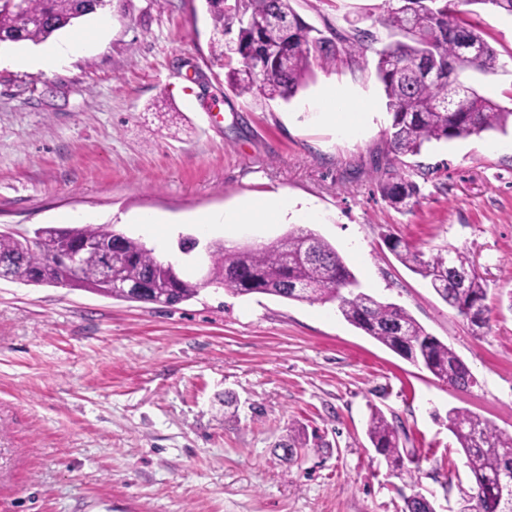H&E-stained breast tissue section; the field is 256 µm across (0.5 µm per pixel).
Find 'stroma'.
<instances>
[{
	"instance_id": "obj_1",
	"label": "stroma",
	"mask_w": 512,
	"mask_h": 512,
	"mask_svg": "<svg viewBox=\"0 0 512 512\" xmlns=\"http://www.w3.org/2000/svg\"><path fill=\"white\" fill-rule=\"evenodd\" d=\"M324 36L383 0H291ZM83 54L46 71L0 66V227L111 224L200 281L205 244L259 247L311 227L373 296L405 308L477 379L457 391L344 320L335 305L202 288L174 307L0 280V512H401L404 479L366 437L371 407L397 416L419 489L458 512L468 484L447 426L469 410L512 434V126L404 157L421 187L410 212L377 188L391 126L367 51L355 70L314 68L290 101L238 97L210 63L204 0H111ZM502 63L472 74L512 108V17L470 6ZM370 112L339 132L313 112L327 81ZM283 193L308 223L216 224L193 214ZM143 214L162 224H138ZM465 251L488 284L474 334L384 243ZM183 236L201 246L184 254ZM295 446L284 459L282 444Z\"/></svg>"
}]
</instances>
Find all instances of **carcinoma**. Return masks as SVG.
Here are the masks:
<instances>
[{"label":"carcinoma","mask_w":512,"mask_h":512,"mask_svg":"<svg viewBox=\"0 0 512 512\" xmlns=\"http://www.w3.org/2000/svg\"><path fill=\"white\" fill-rule=\"evenodd\" d=\"M108 0H0V43L46 41L73 25ZM212 25L210 62L225 70L224 81L239 97L277 98L287 102L304 87L312 65L325 70L359 65L374 33L357 26L348 34L318 37L292 8L291 0H237L234 13L223 0H205ZM419 0H384L377 22L400 39L376 51L375 71L383 85L386 108L392 114L391 132L383 154L416 156L433 142L479 136L505 130L512 109L480 95L458 79L466 71L483 74L501 68L493 47L479 28L462 16L458 5L488 7L512 15V0H438L428 9ZM237 53H227V42ZM378 189L393 208L409 211L420 198V187L394 164L380 172ZM116 241L112 269L134 287L148 292L123 291L115 298L174 306L196 297L203 282L181 277L173 263H163L138 239L112 225L84 224L50 227L37 240L0 234V265L22 274L40 276L31 285L70 286L106 293L99 256L83 254L77 273L67 281L50 264L55 245L63 241ZM389 249L406 266L429 280L436 294L472 331L489 327L485 316L487 284L468 275V255L446 247L427 256L399 239ZM208 283L236 295H272L310 303H334L346 321L361 329L405 360L423 365L439 381L466 390L477 384L464 361L447 344L429 334L403 307L381 301L359 287L354 274L330 243L317 234L296 229L258 249L209 247ZM448 430L466 458L470 486L460 489L459 512H512V434L497 430L480 416L460 408L447 413ZM367 436L386 462L405 475L415 491L403 496V512H435L432 502L416 490L414 449L397 417L371 408Z\"/></svg>","instance_id":"obj_1"}]
</instances>
